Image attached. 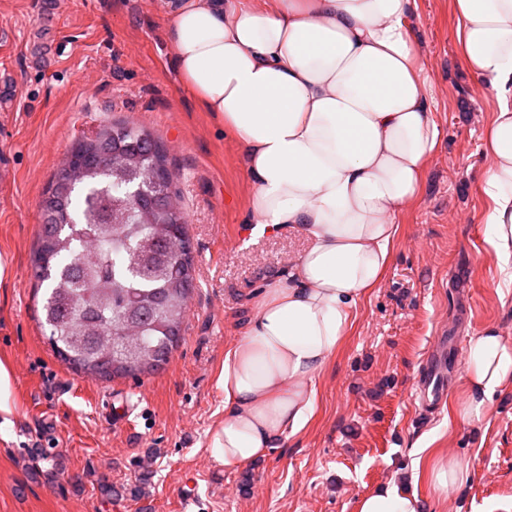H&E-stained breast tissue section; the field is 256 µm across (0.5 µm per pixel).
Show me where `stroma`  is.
<instances>
[{
    "instance_id": "obj_1",
    "label": "stroma",
    "mask_w": 512,
    "mask_h": 512,
    "mask_svg": "<svg viewBox=\"0 0 512 512\" xmlns=\"http://www.w3.org/2000/svg\"><path fill=\"white\" fill-rule=\"evenodd\" d=\"M417 2L442 129L423 197L398 217L385 278L317 380L312 422L252 468L245 494L240 472L208 450L224 416L218 376L254 292L305 241L292 228L251 236L242 151L172 72L164 0H0V365L13 410L0 433V512H355L359 495L436 450L460 457L472 479L442 498L426 479L411 484L423 512H512V391L467 424L453 413L456 374L442 412L426 425L416 418L424 361L442 332L464 343L490 323L512 332V288L498 285L482 224V136L496 101L457 62L451 0ZM117 120L140 124L167 150L195 286L168 363L106 380L52 352L30 264L51 175L76 137ZM119 393L131 413L115 424L103 402ZM37 446L60 453L55 478L41 476ZM146 469L141 498L101 495V485L132 486Z\"/></svg>"
}]
</instances>
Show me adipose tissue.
I'll return each mask as SVG.
<instances>
[{"mask_svg":"<svg viewBox=\"0 0 512 512\" xmlns=\"http://www.w3.org/2000/svg\"><path fill=\"white\" fill-rule=\"evenodd\" d=\"M417 0H168L164 38L199 109L244 151L250 232L285 227L306 245L270 273L244 333L224 353V418L211 458L241 469L302 432L317 379L344 346L361 301L382 283L397 217L422 194L441 137L412 23ZM458 59L498 99L484 136L485 241L512 288V0H452ZM458 418L481 421L512 388V338L493 324L464 356ZM427 479L445 496L471 479L439 455ZM355 512H421L389 482Z\"/></svg>","mask_w":512,"mask_h":512,"instance_id":"1","label":"adipose tissue"}]
</instances>
